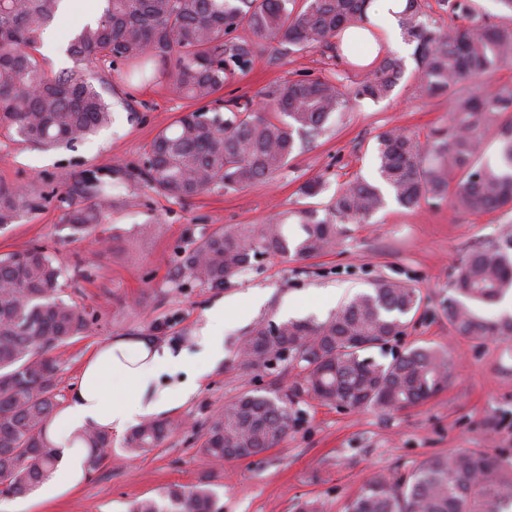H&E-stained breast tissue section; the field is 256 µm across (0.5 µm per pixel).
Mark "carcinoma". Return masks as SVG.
Instances as JSON below:
<instances>
[{
  "instance_id": "cac0c4a2",
  "label": "carcinoma",
  "mask_w": 512,
  "mask_h": 512,
  "mask_svg": "<svg viewBox=\"0 0 512 512\" xmlns=\"http://www.w3.org/2000/svg\"><path fill=\"white\" fill-rule=\"evenodd\" d=\"M62 0H0V129L42 149L87 139L112 118L108 79L98 65L121 63L143 83L165 81L199 107L163 127L149 144L135 177L153 191L188 200L210 189H243L281 170L296 150L295 135L315 136L336 112L364 100L391 97L405 60L385 57L355 88L328 78L287 80L264 92L265 111L216 97L224 83L249 68L253 45L232 36L241 27L298 51L325 47L348 29L369 23L372 0H98L96 16L78 27L65 49L71 69L49 75L36 52ZM464 25L444 28L421 0H406L401 36L414 46L415 72L433 96L446 95L448 125L426 146L398 128L377 136L379 183L343 185L324 217L316 209L279 213L261 227H219L180 258L184 277L219 287L263 253L309 258L336 247L339 225L371 219L393 197L402 206L446 199L465 214L512 210V86L493 93L485 79L512 64V25L491 23L472 0H440ZM499 143L500 163L484 159ZM83 195L64 215L84 239L112 205L96 177L80 180ZM39 207L29 190L0 183V226ZM295 219L299 235L285 231ZM62 270L40 247L0 254V497L24 496L55 469L48 427L58 411L50 350L88 329L86 313L60 296ZM448 299V323L482 341L512 338V317L490 320L476 306L512 292V241L471 250L457 266ZM420 295L390 281L377 282L326 320L257 323L243 345L248 368L286 362L299 369L293 394L328 405L404 410L432 398L448 382L445 353L416 346L377 361L371 351L403 335L404 318ZM289 395L246 392L210 421L202 454L211 461L249 458L283 441L290 429ZM168 421L147 419L130 433L132 450L159 447ZM92 466L111 456L112 437L88 427L76 436ZM130 512H222L206 485L171 486L157 498L135 501ZM347 512H512V466L484 450L460 449L425 460L405 480L373 475Z\"/></svg>"
}]
</instances>
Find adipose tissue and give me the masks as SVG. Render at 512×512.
Returning <instances> with one entry per match:
<instances>
[{"mask_svg": "<svg viewBox=\"0 0 512 512\" xmlns=\"http://www.w3.org/2000/svg\"><path fill=\"white\" fill-rule=\"evenodd\" d=\"M223 357L224 311L220 308L210 311L206 332L193 352L140 337L117 338L96 347L81 366L68 404L49 426L60 459L37 497L62 496L88 479V455L74 439L78 428L96 424L119 434L142 419L168 412L175 402L194 397ZM111 380L123 386L125 399L110 400L107 383Z\"/></svg>", "mask_w": 512, "mask_h": 512, "instance_id": "ef3b65f1", "label": "adipose tissue"}]
</instances>
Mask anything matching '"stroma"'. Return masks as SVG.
Here are the masks:
<instances>
[{
  "label": "stroma",
  "instance_id": "35a3bbf8",
  "mask_svg": "<svg viewBox=\"0 0 512 512\" xmlns=\"http://www.w3.org/2000/svg\"><path fill=\"white\" fill-rule=\"evenodd\" d=\"M237 35L252 41L253 63L225 83L219 95L226 100L258 105L269 85L289 79L336 76L351 88L368 73L325 48L297 52L246 30ZM107 78L112 121L88 140L43 152L0 129V182L45 197L42 207L0 227V254L43 247L64 271L62 298L91 320L85 333L53 350L59 359L58 402L67 403L96 346L116 337L151 336L193 350L208 311L220 305L230 312L224 358L196 396L167 413L177 427L160 447L132 453L126 435H113L111 458L93 468L84 486L56 499L31 494L12 499L13 512H129L134 501L158 497L166 487L199 484L209 485L224 512H297L308 498L320 499L325 512H345L371 475L405 478L437 454L488 449L512 463V340H471L448 323L456 266L467 251L512 235V212L469 215L444 201L408 208L391 199L369 222L343 225L330 253L314 258L264 253L220 287L187 281L179 272L184 252L216 228L262 225L276 212L302 208L301 188L311 178L323 183L316 198L321 210L343 184L376 181L378 134L399 127L427 142L448 123L447 98L429 96L414 70H407L391 98L335 113L324 132L265 182L183 201L150 190L131 173L142 166L156 133L191 110V101L167 83L130 80L121 66ZM85 175L106 186L112 206L91 240L81 241L72 237L63 215ZM150 223L157 226L155 234L140 236V225ZM382 279L418 289L422 303L404 336L377 353V360L433 346L448 355L449 384L403 411L352 410L302 394L293 400L290 430L279 445L221 465L207 459L201 452L204 435L225 405L248 391L287 392L296 379V369L285 363L241 367L237 351L253 325L283 321L284 309L294 303L304 317L325 320Z\"/></svg>",
  "mask_w": 512,
  "mask_h": 512
}]
</instances>
